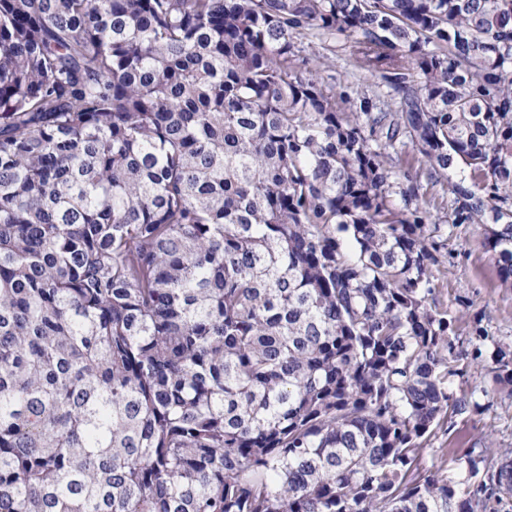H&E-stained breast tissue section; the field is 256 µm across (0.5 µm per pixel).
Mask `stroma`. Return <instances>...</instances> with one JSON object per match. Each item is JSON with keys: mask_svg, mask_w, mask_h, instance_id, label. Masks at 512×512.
Returning a JSON list of instances; mask_svg holds the SVG:
<instances>
[{"mask_svg": "<svg viewBox=\"0 0 512 512\" xmlns=\"http://www.w3.org/2000/svg\"><path fill=\"white\" fill-rule=\"evenodd\" d=\"M306 55L328 57L329 65L319 76L324 84L345 91L349 99L361 94L386 96L387 89L379 81L353 68L344 38L328 42L306 36L301 40ZM448 286L439 298L447 305L449 317L456 320V346L470 349L477 331L488 338L477 361L469 362L465 377L452 378L449 390L457 391L471 383L486 389L481 411H470L456 417L448 433L437 434L423 451L426 464H439L440 449L452 448L463 453L485 446L512 451V397L497 391L493 385L489 354L494 348L512 353V291L498 286L497 268L491 251L484 245V234L475 225H462L448 231V255L445 261Z\"/></svg>", "mask_w": 512, "mask_h": 512, "instance_id": "35a3bbf8", "label": "stroma"}]
</instances>
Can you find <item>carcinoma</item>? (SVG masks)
I'll list each match as a JSON object with an SVG mask.
<instances>
[{
	"instance_id": "carcinoma-1",
	"label": "carcinoma",
	"mask_w": 512,
	"mask_h": 512,
	"mask_svg": "<svg viewBox=\"0 0 512 512\" xmlns=\"http://www.w3.org/2000/svg\"><path fill=\"white\" fill-rule=\"evenodd\" d=\"M442 212L512 290V0H0V512L511 504L422 463L478 406ZM300 42L303 54L314 61L322 56L329 58L330 67L321 69L319 77L324 84L335 86L336 91L346 92L349 97L348 107L355 109L357 97L362 93L376 95L381 100H386L387 88L382 86L380 81L365 76L353 68L348 57V43L344 38L337 37L336 40L324 43L311 36H305Z\"/></svg>"
}]
</instances>
